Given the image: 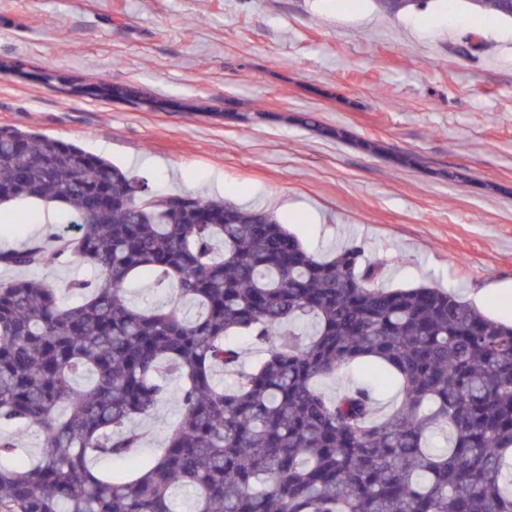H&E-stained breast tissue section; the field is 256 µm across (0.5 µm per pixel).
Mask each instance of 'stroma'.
Returning <instances> with one entry per match:
<instances>
[{"mask_svg": "<svg viewBox=\"0 0 512 512\" xmlns=\"http://www.w3.org/2000/svg\"><path fill=\"white\" fill-rule=\"evenodd\" d=\"M0 126L74 143L147 182L274 212L320 257L361 244L390 288L429 285L512 322V19L467 0H0ZM125 83L154 111L33 81ZM0 224L50 243L58 208ZM177 403L134 420L164 447Z\"/></svg>", "mask_w": 512, "mask_h": 512, "instance_id": "stroma-1", "label": "stroma"}]
</instances>
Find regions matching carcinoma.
<instances>
[{
	"label": "carcinoma",
	"instance_id": "cac0c4a2",
	"mask_svg": "<svg viewBox=\"0 0 512 512\" xmlns=\"http://www.w3.org/2000/svg\"><path fill=\"white\" fill-rule=\"evenodd\" d=\"M468 3L512 18L509 0ZM78 89L165 105L131 85ZM21 200L60 205L73 230L0 252V264L79 263L95 276L69 285L79 298L67 305L35 278L0 283V424L43 440L34 461L0 462V512H177L178 489L188 512H512L498 484L512 450V325L439 288L377 285L360 245L320 258L272 212L149 195L73 143L0 127V205ZM139 274L195 312L132 305ZM237 333L264 349L257 367H241ZM355 362L375 364L378 387L399 385L392 412L377 417L367 385L322 392ZM168 400L182 419L161 454L100 475L93 463L132 456L131 422Z\"/></svg>",
	"mask_w": 512,
	"mask_h": 512
}]
</instances>
